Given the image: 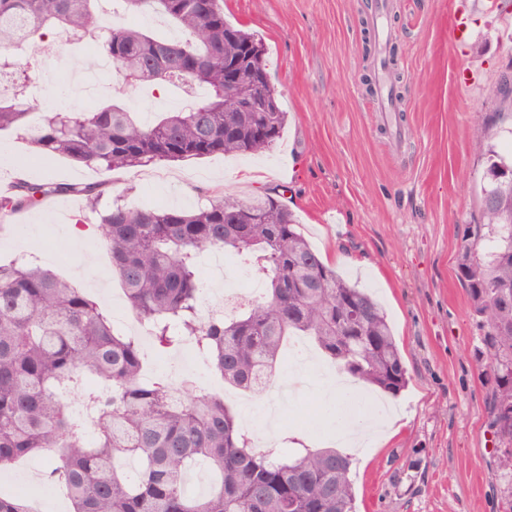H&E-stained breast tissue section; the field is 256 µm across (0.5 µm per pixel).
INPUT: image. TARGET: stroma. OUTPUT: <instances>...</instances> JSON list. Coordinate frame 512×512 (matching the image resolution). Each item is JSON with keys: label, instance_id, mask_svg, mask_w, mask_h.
I'll return each instance as SVG.
<instances>
[{"label": "stroma", "instance_id": "1", "mask_svg": "<svg viewBox=\"0 0 512 512\" xmlns=\"http://www.w3.org/2000/svg\"><path fill=\"white\" fill-rule=\"evenodd\" d=\"M369 0H224L233 24L267 47L270 82L288 124L282 139L256 155L159 162L110 173L68 159H32L22 130L0 132V183L112 182L97 207L70 195L21 214L0 213V261L34 242L60 251L38 256L40 267L85 289L108 309L118 280L97 286L91 273L110 261L97 226L121 197L130 207L193 209L215 196L245 200L283 189V202L324 261L357 282L386 310L408 373L398 395L376 391L397 429L388 444L350 449L357 512H512V491L499 478L497 442L488 426L490 398L477 359L483 329L473 316L458 262L466 226L482 221L485 154L477 119H495L499 152L512 147V113L491 95L512 72V7L489 11L471 0L466 36L453 31L455 0H392L397 70L402 75L403 141L393 146L365 91L373 73L363 50ZM76 48L49 56L54 76L45 92L75 105L71 76L94 65ZM78 249L67 239L73 226ZM143 349L151 373L201 383L211 373L186 350ZM316 388L298 392L273 431L252 425L257 447L302 437L333 446L322 424Z\"/></svg>", "mask_w": 512, "mask_h": 512}]
</instances>
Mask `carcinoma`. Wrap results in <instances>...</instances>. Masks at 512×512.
<instances>
[{"mask_svg":"<svg viewBox=\"0 0 512 512\" xmlns=\"http://www.w3.org/2000/svg\"><path fill=\"white\" fill-rule=\"evenodd\" d=\"M152 10L181 36L106 26L103 15ZM65 37L96 40L117 66L112 103L56 109L24 89L39 57ZM262 39L229 22L223 0H0V72L13 93L0 96V131L42 113L31 144L46 157L121 171L157 161L233 156L272 148L288 121L269 82ZM239 63L241 84L226 80L225 62ZM188 85L205 97L193 108L143 123L120 104L131 88ZM249 98L244 109L239 96ZM110 184L14 181L0 196L1 213L43 205L60 194L91 208ZM484 223L465 230L485 242L459 267L473 315L481 319L478 359L491 386V427L502 445V478L512 486V154L489 144L482 178ZM112 274L138 322L160 349L186 344L224 383L257 396L274 383L289 336L310 337L341 374L391 394L407 370L387 314L377 300L324 262L298 230L295 215L273 192L250 200L217 197L194 211L129 208L117 199L101 215ZM247 254L264 281L260 300L232 315L203 313L197 274L207 252ZM140 341L114 331L81 289L29 259L0 262V469L25 458H48L43 490L64 488L73 512H355L351 458L334 448H255L246 422L224 396L196 381L144 376ZM78 398L69 414L62 397ZM133 458L132 479L120 461ZM203 467L217 483L202 497L184 475ZM0 512H30L0 492Z\"/></svg>","mask_w":512,"mask_h":512,"instance_id":"1","label":"carcinoma"}]
</instances>
